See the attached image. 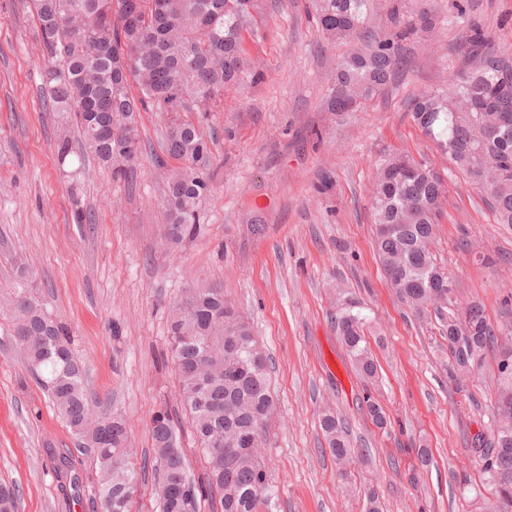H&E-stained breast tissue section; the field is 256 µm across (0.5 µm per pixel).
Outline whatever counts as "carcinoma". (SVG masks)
Returning <instances> with one entry per match:
<instances>
[{
  "label": "carcinoma",
  "instance_id": "carcinoma-1",
  "mask_svg": "<svg viewBox=\"0 0 512 512\" xmlns=\"http://www.w3.org/2000/svg\"><path fill=\"white\" fill-rule=\"evenodd\" d=\"M125 2L29 0L45 59L40 98L60 121L59 164L75 154L69 136V126L75 125L82 152L116 181L136 177L143 154L140 113L166 118L165 156H155L154 165L165 182L169 238L179 244L201 232L200 206L212 188L213 165L203 127L248 64L243 32L252 24L251 0H141L133 21L126 18ZM312 8L325 38L367 43L337 61L327 103L331 112L345 111L341 92L358 106L382 94L405 63V45L433 26V18L415 11L411 0H312ZM374 13L385 14L391 26L388 37L375 41L366 26ZM463 47L469 66L446 87L411 97L408 111L448 156V177L461 174L484 186L497 222L512 224V175L495 177L498 169L512 172V58L494 49L476 27ZM396 157L385 155L375 163L376 252L390 285L417 316L448 310L439 332L448 340V376L462 392L458 375H470L487 356L512 347V326L494 328L477 302L459 308L455 300L441 298L443 288L434 280L443 269L433 245L446 197L444 179L408 155L412 167L402 171ZM193 293L190 308L171 307L169 353L182 408L191 417L206 465L198 479L188 473L174 415L162 410L163 417L151 422L159 512H199L205 494L213 512H259L274 495L254 445L266 439L262 422L275 410L267 357L259 353L243 317L226 327L222 306L230 300L223 289L200 286ZM0 304L13 319L11 336L29 371L82 447L96 455L100 512H128L146 467L137 469L125 459L124 419L110 406L89 401L86 369L71 348L67 327L43 309L31 290L16 288ZM363 324L351 300L336 314V330L351 360L371 380L377 365ZM205 354L209 367L203 369L197 360ZM497 382L489 435L472 439L474 461L490 492L482 512H512V375H500ZM363 403L373 422L384 426L379 402L367 394ZM94 407L107 423L105 436L83 432V419ZM320 429L339 473L345 474L352 459L345 419L327 408ZM55 472L80 491L66 456L59 457ZM19 503L15 485L0 483V512H20Z\"/></svg>",
  "mask_w": 512,
  "mask_h": 512
}]
</instances>
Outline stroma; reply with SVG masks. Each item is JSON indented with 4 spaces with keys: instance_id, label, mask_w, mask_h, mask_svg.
<instances>
[{
    "instance_id": "obj_1",
    "label": "stroma",
    "mask_w": 512,
    "mask_h": 512,
    "mask_svg": "<svg viewBox=\"0 0 512 512\" xmlns=\"http://www.w3.org/2000/svg\"><path fill=\"white\" fill-rule=\"evenodd\" d=\"M419 2L433 31L408 45L383 95L336 113L326 109L330 78L349 44L323 38L311 0H257L245 46L261 74L244 72L213 114L203 229L175 245L152 164L162 117H140L145 151L134 184L114 181L88 157L59 164L58 123L39 96L36 20L25 0H0V294L28 284L66 323L87 391L124 418L135 465L152 458L155 411L180 406L169 308L186 289L214 285L236 302L269 361L275 412L263 459L274 495L262 512H365L372 485L384 512H479L488 491L470 445L489 428L496 364L486 360L467 393L449 381L438 319L417 321L375 258L370 190L374 161L391 152L447 168L405 102L461 69L469 28L512 53V0ZM78 206L93 223H74ZM436 234L458 302L479 301L492 324L512 322V225L496 223L484 190L462 176L448 181ZM482 252L497 264L481 263ZM19 256L26 272L15 266ZM342 289L366 318L374 395L388 418L382 429L362 407L364 384L336 331ZM10 329L0 315V480L19 489L21 512H99L96 458L79 449ZM327 408L350 424L354 460L343 476L319 427ZM61 455L79 490L57 477Z\"/></svg>"
}]
</instances>
